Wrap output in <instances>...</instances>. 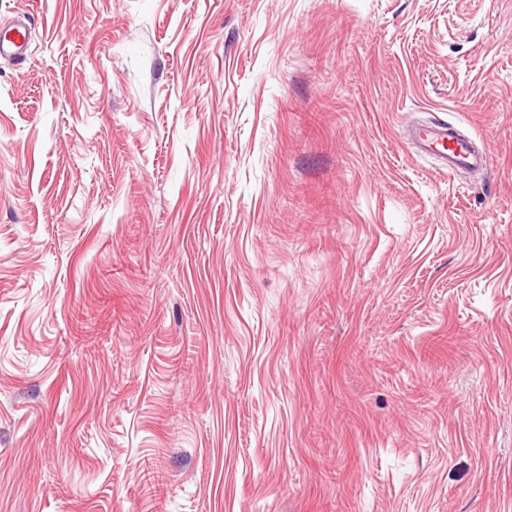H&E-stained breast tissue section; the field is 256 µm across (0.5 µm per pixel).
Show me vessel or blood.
<instances>
[{
	"label": "vessel or blood",
	"instance_id": "vessel-or-blood-1",
	"mask_svg": "<svg viewBox=\"0 0 512 512\" xmlns=\"http://www.w3.org/2000/svg\"><path fill=\"white\" fill-rule=\"evenodd\" d=\"M30 27L25 18L13 17L0 21V60L22 64L27 57ZM408 140L415 151L436 159L441 168L460 170L486 169L485 153L475 150L470 140L451 135L447 124L430 122L412 127Z\"/></svg>",
	"mask_w": 512,
	"mask_h": 512
}]
</instances>
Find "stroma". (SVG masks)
<instances>
[{
	"label": "stroma",
	"instance_id": "obj_1",
	"mask_svg": "<svg viewBox=\"0 0 512 512\" xmlns=\"http://www.w3.org/2000/svg\"><path fill=\"white\" fill-rule=\"evenodd\" d=\"M15 11L0 512H512V0ZM30 27L23 17L3 19L0 23V60L21 65L27 57ZM408 140L419 155L436 159L449 172L484 170L487 156L475 150L470 140L449 133L448 123L418 124L408 132Z\"/></svg>",
	"mask_w": 512,
	"mask_h": 512
}]
</instances>
